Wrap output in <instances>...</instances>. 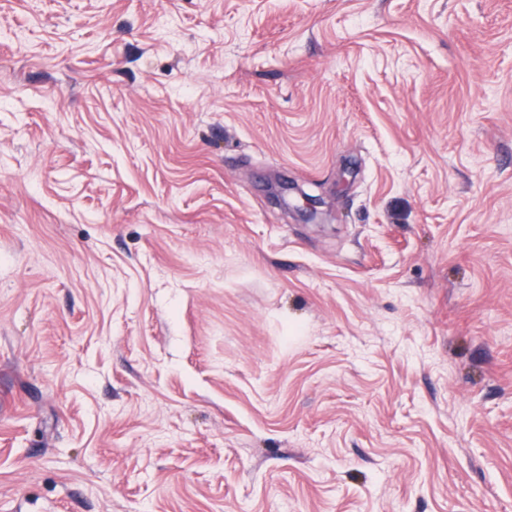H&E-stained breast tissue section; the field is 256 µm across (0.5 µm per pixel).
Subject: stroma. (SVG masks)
<instances>
[{
	"label": "stroma",
	"instance_id": "35a3bbf8",
	"mask_svg": "<svg viewBox=\"0 0 512 512\" xmlns=\"http://www.w3.org/2000/svg\"><path fill=\"white\" fill-rule=\"evenodd\" d=\"M0 512H512V0H0Z\"/></svg>",
	"mask_w": 512,
	"mask_h": 512
}]
</instances>
